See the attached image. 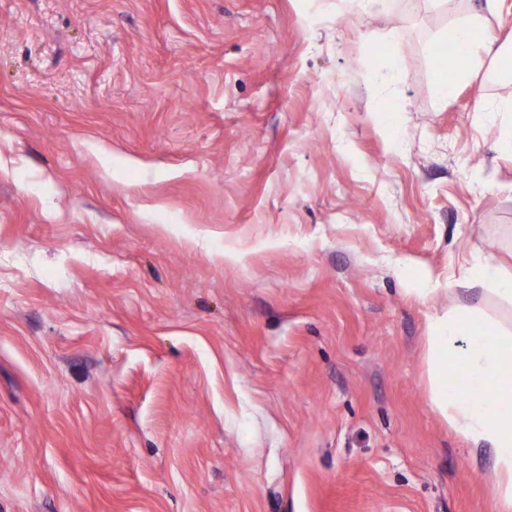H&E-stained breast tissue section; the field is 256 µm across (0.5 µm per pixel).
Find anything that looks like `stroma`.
I'll return each instance as SVG.
<instances>
[{
  "mask_svg": "<svg viewBox=\"0 0 512 512\" xmlns=\"http://www.w3.org/2000/svg\"><path fill=\"white\" fill-rule=\"evenodd\" d=\"M468 11L0 0V512H500L423 344L512 327L448 279L512 276Z\"/></svg>",
  "mask_w": 512,
  "mask_h": 512,
  "instance_id": "1",
  "label": "stroma"
}]
</instances>
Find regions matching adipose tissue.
I'll return each mask as SVG.
<instances>
[{"label":"adipose tissue","instance_id":"1","mask_svg":"<svg viewBox=\"0 0 512 512\" xmlns=\"http://www.w3.org/2000/svg\"><path fill=\"white\" fill-rule=\"evenodd\" d=\"M503 0H485L451 30L457 46V76L478 74L484 63L501 79L512 78V44L487 28L488 15H501ZM458 285L481 287L484 295L512 302V280L492 264L471 258ZM477 311L458 304L431 321L425 338L430 402L449 425L475 446L491 449L494 491L512 506V331L477 321Z\"/></svg>","mask_w":512,"mask_h":512}]
</instances>
